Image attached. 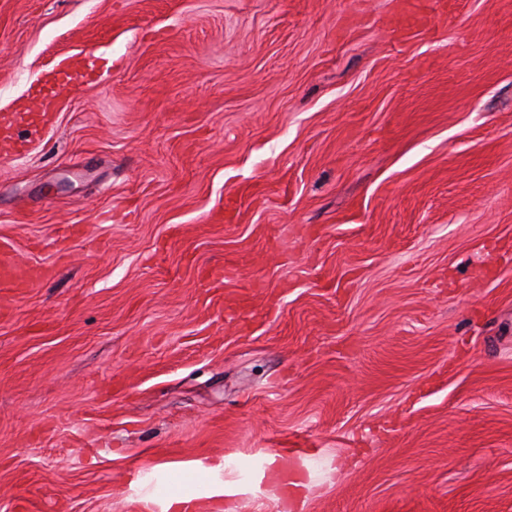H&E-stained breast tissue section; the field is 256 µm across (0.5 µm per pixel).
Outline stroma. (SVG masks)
Returning <instances> with one entry per match:
<instances>
[{"label":"stroma","instance_id":"stroma-1","mask_svg":"<svg viewBox=\"0 0 512 512\" xmlns=\"http://www.w3.org/2000/svg\"><path fill=\"white\" fill-rule=\"evenodd\" d=\"M93 47L0 157V512H283L294 444L302 512H512V0H0V110ZM72 58L73 56L61 58L30 88L32 107L27 112L1 111L0 156L22 155L27 150L31 136L53 124L63 105V86L83 82L79 80V76L86 82H94L100 76V57L93 53L86 55L81 73L73 70Z\"/></svg>","mask_w":512,"mask_h":512}]
</instances>
